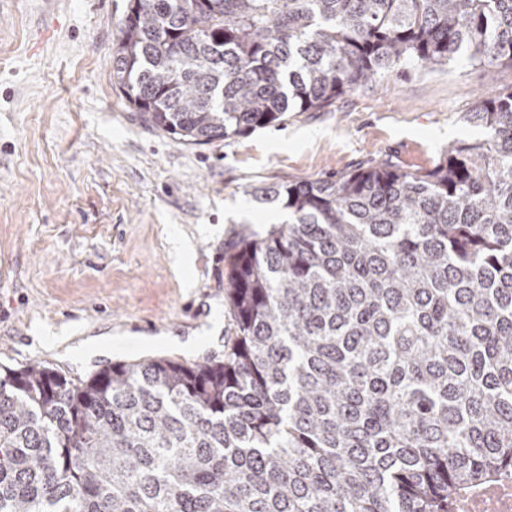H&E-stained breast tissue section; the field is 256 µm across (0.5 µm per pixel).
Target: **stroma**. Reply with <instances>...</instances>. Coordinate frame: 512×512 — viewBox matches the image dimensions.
I'll return each instance as SVG.
<instances>
[{"label": "stroma", "instance_id": "1", "mask_svg": "<svg viewBox=\"0 0 512 512\" xmlns=\"http://www.w3.org/2000/svg\"><path fill=\"white\" fill-rule=\"evenodd\" d=\"M129 0H0V363L81 378L116 361H196L235 326L225 295L243 228L284 212L254 188L389 161L427 170L489 84L460 54L407 62L335 106L204 146L112 87ZM192 247L179 265L173 239ZM94 336L108 348L84 347Z\"/></svg>", "mask_w": 512, "mask_h": 512}]
</instances>
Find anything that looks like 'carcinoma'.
<instances>
[{
    "label": "carcinoma",
    "instance_id": "1",
    "mask_svg": "<svg viewBox=\"0 0 512 512\" xmlns=\"http://www.w3.org/2000/svg\"><path fill=\"white\" fill-rule=\"evenodd\" d=\"M512 69V0H129L112 87L186 145L332 107L463 49ZM424 172L254 189L221 359L71 379L0 365V512H448L512 467V88Z\"/></svg>",
    "mask_w": 512,
    "mask_h": 512
}]
</instances>
